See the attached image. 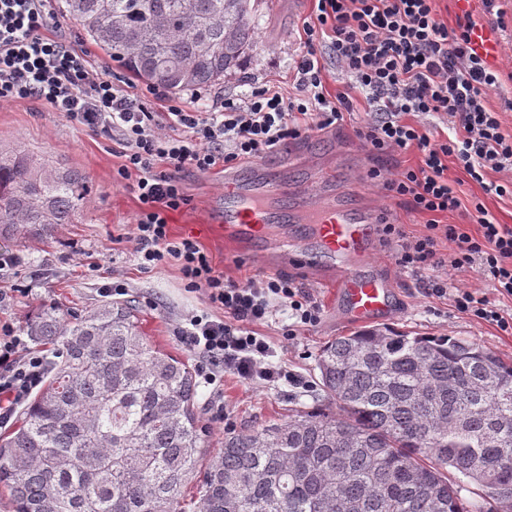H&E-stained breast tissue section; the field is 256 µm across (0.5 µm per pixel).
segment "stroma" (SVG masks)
<instances>
[{"label": "stroma", "instance_id": "obj_1", "mask_svg": "<svg viewBox=\"0 0 512 512\" xmlns=\"http://www.w3.org/2000/svg\"><path fill=\"white\" fill-rule=\"evenodd\" d=\"M499 7L502 17L483 14L479 9L473 17L495 29L498 36L500 49L494 66L500 72L502 86L490 92L487 105L498 112L503 129L512 133V0H500ZM312 8V0H262L257 39L249 51L246 68L205 88L206 98H233L254 84L292 90L293 62L303 49L302 27ZM46 33L66 37L92 69L116 70V63L85 39L77 21L65 13L55 14ZM352 102V112L336 128L309 132L292 141L283 153L239 164L238 175L250 180L263 168L270 177L280 178L278 205L282 211L296 213L310 201L307 176L315 166L326 175L321 192L404 225L412 235L425 233L427 215L387 198L368 177L375 167L395 174L417 166L419 153L412 150L373 155L356 135L357 128L370 117L368 106L357 93ZM1 144L26 145L41 158L82 172L89 181V191L74 222L58 226L51 236L0 241V251L19 259L17 267L0 270V321L20 329L43 307L53 304L71 314H86L105 302V288L117 284L126 298L136 300L139 330L149 343L199 367L201 356L182 343L175 330L188 315L206 310L205 299L201 292L187 289L178 263L157 270L141 267L129 239L139 201L132 180L116 179L123 162L118 138L70 122L48 104L17 100L0 104ZM448 179L457 183L463 202L480 200L499 223L512 225V199L485 193L453 160L448 163ZM181 181L188 202L168 214L171 237L196 240L215 269L227 278L243 282L272 276V269L258 257L259 244L234 247L224 240L223 166L205 173L186 170ZM288 243L292 259L284 274L307 288L320 309V317L313 325L296 328L287 308L278 304L268 321L254 327L268 340L273 363L295 376V383H245L230 374L212 385L197 380L196 401L210 425L209 455L223 449L226 430L247 431L280 422L293 409H336L320 387L318 358L328 341L357 330L358 325L337 303L332 289L320 283L318 272L305 265L304 242L292 233ZM395 252L394 243H374L375 268L394 285L392 310L380 319V326L412 336L461 337L512 362V335L502 333L491 323L458 313L446 300L425 294L429 281L439 277L446 279L449 287L472 288L493 295L492 284L481 279L476 268L406 272L396 265ZM20 288L28 289L27 297H17Z\"/></svg>", "mask_w": 512, "mask_h": 512}]
</instances>
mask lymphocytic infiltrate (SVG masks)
Wrapping results in <instances>:
<instances>
[{"label":"lymphocytic infiltrate","instance_id":"f902f5d3","mask_svg":"<svg viewBox=\"0 0 512 512\" xmlns=\"http://www.w3.org/2000/svg\"><path fill=\"white\" fill-rule=\"evenodd\" d=\"M438 2L314 0L315 18L303 26V52L294 67V95L261 84L205 108L200 95L174 97L160 111L109 73L92 71L67 40L44 36L54 0H0V103L42 101L70 121L119 137L124 161L117 175L136 179L140 211L133 239L143 268L179 262L187 288L202 291L206 303L221 312L216 319L191 316L177 331L202 356L205 382L215 383L227 371L246 382H276L288 373L268 363L270 346L255 325L271 315L274 297L303 325L316 323L317 307L286 278L245 283L224 278L196 241L170 236L166 214L187 202L180 182L184 170L204 173L220 163L259 160L303 133L343 121L351 109L349 94L332 95L325 86L321 50L330 48L372 112L358 129L363 144L378 155L411 149L421 155L418 166L397 175L385 176L378 168L370 172L387 197L429 217L418 237L408 236L403 225L380 220L379 232L400 244L396 264L413 271L477 266L493 284L496 299L452 290L439 280L430 284L427 296L448 299L458 312L512 334V314H502L498 306L512 300V226L496 222L481 201L464 205L448 181L453 159L486 193L512 197V183L485 179L488 171L512 169V135L503 132L498 113L486 104L500 77L470 47L472 16L448 27ZM415 114L442 116L453 137H430L412 122ZM459 211L479 225L478 234L438 220ZM446 242L454 246L449 259L441 251ZM44 374L45 358L30 349L28 336L0 323V394L23 403Z\"/></svg>","mask_w":512,"mask_h":512}]
</instances>
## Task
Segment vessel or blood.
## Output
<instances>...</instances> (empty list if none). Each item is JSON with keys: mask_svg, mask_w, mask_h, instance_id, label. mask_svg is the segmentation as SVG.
<instances>
[{"mask_svg": "<svg viewBox=\"0 0 512 512\" xmlns=\"http://www.w3.org/2000/svg\"><path fill=\"white\" fill-rule=\"evenodd\" d=\"M470 38L479 56L488 60L497 57L498 41L490 27L474 28ZM272 195L269 184L261 181L247 184L233 171L224 173L223 222L228 244L266 241L270 265L276 268L288 261V234L284 230L288 217L274 206ZM303 221L309 226L310 243L325 258L341 264L336 278L330 279L329 284L351 318L366 322L385 314L390 307L392 282L362 269L376 236L374 215L353 212L330 200L310 208Z\"/></svg>", "mask_w": 512, "mask_h": 512, "instance_id": "obj_1", "label": "vessel or blood"}]
</instances>
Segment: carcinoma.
Wrapping results in <instances>:
<instances>
[{
    "instance_id": "carcinoma-1",
    "label": "carcinoma",
    "mask_w": 512,
    "mask_h": 512,
    "mask_svg": "<svg viewBox=\"0 0 512 512\" xmlns=\"http://www.w3.org/2000/svg\"><path fill=\"white\" fill-rule=\"evenodd\" d=\"M85 37L133 79L178 94L237 73L255 43L251 0H61ZM84 174L0 150V238L71 224ZM136 301L24 332L61 346L46 381L0 435L13 512H490L512 506V362L452 336L379 328L327 343L320 385L341 414L297 411L224 433L199 469L208 427L188 361L152 347ZM476 486V498L461 491Z\"/></svg>"
}]
</instances>
